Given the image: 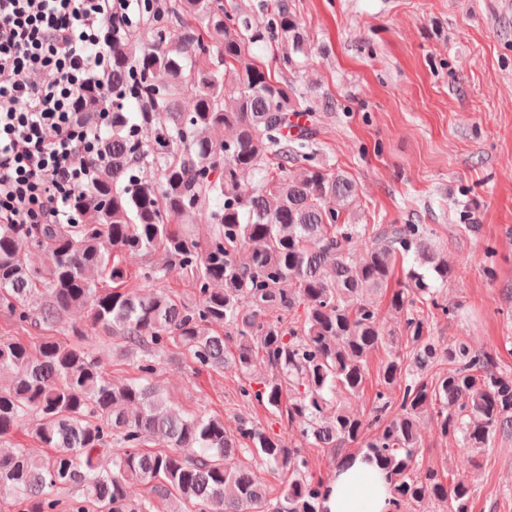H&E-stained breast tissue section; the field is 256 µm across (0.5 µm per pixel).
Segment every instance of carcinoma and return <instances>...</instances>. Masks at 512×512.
<instances>
[{
    "instance_id": "obj_1",
    "label": "carcinoma",
    "mask_w": 512,
    "mask_h": 512,
    "mask_svg": "<svg viewBox=\"0 0 512 512\" xmlns=\"http://www.w3.org/2000/svg\"><path fill=\"white\" fill-rule=\"evenodd\" d=\"M258 8L259 23L224 0H143L112 42L117 104L92 212L0 224V315L17 332L0 337V493L17 512H59L70 491L68 512H328L309 447L338 474L360 453L377 460L391 512L431 500L469 512V482L423 467L421 414L461 438L471 465L512 436V374L463 336L429 333L459 308L441 294L448 260L423 225L342 222L336 203L355 205L354 184L311 163L313 127L288 134L298 84L272 77L253 48L281 42L293 73L306 38L288 0ZM128 253L153 261L133 275ZM406 259L387 331L378 295ZM175 269L192 298L168 286ZM105 337L135 377L104 370L90 339ZM379 349L365 418L350 402ZM173 355L197 374L241 376L262 356L270 375L240 383L237 401L263 406L300 442L243 415L229 432L221 416L168 404L156 374ZM19 433L48 453L29 454ZM246 456L283 474L276 501Z\"/></svg>"
}]
</instances>
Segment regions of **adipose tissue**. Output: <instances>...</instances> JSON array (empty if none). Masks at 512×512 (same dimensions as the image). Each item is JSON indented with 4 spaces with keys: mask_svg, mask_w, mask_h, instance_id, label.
Returning <instances> with one entry per match:
<instances>
[{
    "mask_svg": "<svg viewBox=\"0 0 512 512\" xmlns=\"http://www.w3.org/2000/svg\"><path fill=\"white\" fill-rule=\"evenodd\" d=\"M385 472L362 460L333 483L326 500L329 512H388Z\"/></svg>",
    "mask_w": 512,
    "mask_h": 512,
    "instance_id": "adipose-tissue-1",
    "label": "adipose tissue"
}]
</instances>
